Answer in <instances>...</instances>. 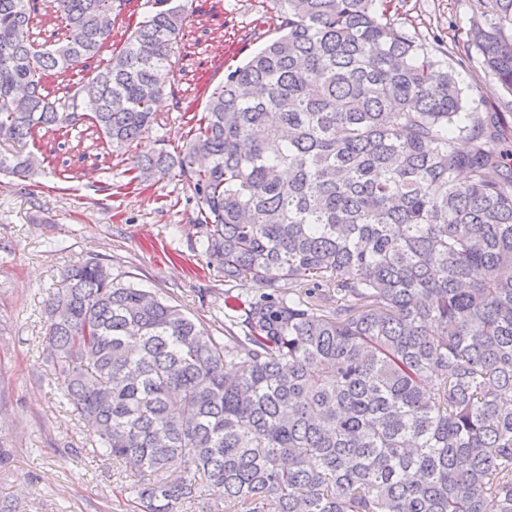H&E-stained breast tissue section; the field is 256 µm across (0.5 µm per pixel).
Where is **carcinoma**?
<instances>
[{"label":"carcinoma","instance_id":"obj_1","mask_svg":"<svg viewBox=\"0 0 512 512\" xmlns=\"http://www.w3.org/2000/svg\"><path fill=\"white\" fill-rule=\"evenodd\" d=\"M131 3L0 0V174L40 167L46 132L149 133L189 6L120 35ZM479 3L469 41L512 93V0ZM275 4L183 144L129 168L191 191L207 265L255 288L224 291L215 337L98 259L67 270L60 400L137 512H512V113L471 106L387 0Z\"/></svg>","mask_w":512,"mask_h":512}]
</instances>
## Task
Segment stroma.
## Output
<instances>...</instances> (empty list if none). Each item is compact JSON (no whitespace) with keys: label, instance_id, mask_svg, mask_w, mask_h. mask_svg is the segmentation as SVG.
<instances>
[{"label":"stroma","instance_id":"obj_1","mask_svg":"<svg viewBox=\"0 0 512 512\" xmlns=\"http://www.w3.org/2000/svg\"><path fill=\"white\" fill-rule=\"evenodd\" d=\"M391 16L409 36L440 40L456 78L475 103L512 112V94L485 73L467 40L482 21L476 0H393ZM272 0H194L179 44L171 93L155 105L164 118L132 147L170 149L187 128L184 107L202 111L204 89L215 88L245 54V32L274 29ZM45 167L33 177L0 175V441L13 451L0 468V498L17 512H131L125 481L92 453L94 432L58 399V371L47 350L45 301L66 269L96 258L113 275L172 299L214 336L224 333V275L209 268L197 202L165 180L130 186L129 157L92 139L76 142L60 130L44 146ZM121 186L107 195L109 186Z\"/></svg>","mask_w":512,"mask_h":512}]
</instances>
